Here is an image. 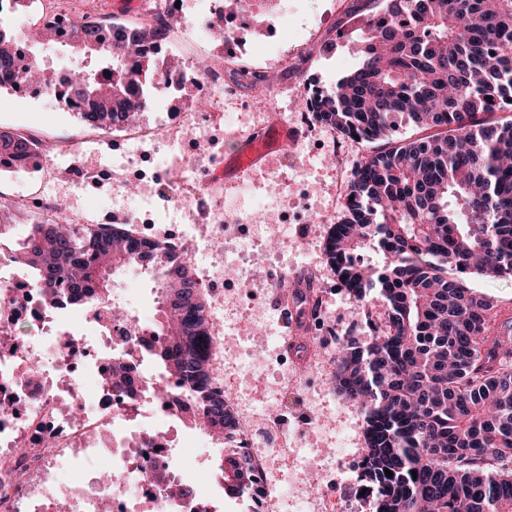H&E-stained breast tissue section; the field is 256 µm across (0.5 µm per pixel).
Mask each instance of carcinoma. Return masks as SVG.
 Returning a JSON list of instances; mask_svg holds the SVG:
<instances>
[{"label": "carcinoma", "instance_id": "cac0c4a2", "mask_svg": "<svg viewBox=\"0 0 512 512\" xmlns=\"http://www.w3.org/2000/svg\"><path fill=\"white\" fill-rule=\"evenodd\" d=\"M160 38L142 17L112 37L81 27L64 42L94 60L68 77L83 119L109 128L142 111L130 86L152 78L144 47ZM359 53L357 68L310 96L319 122L376 144L325 246L350 295L375 291L385 303L384 324L366 317V338L343 337L336 357V390L366 422L355 494L372 512H512V326L507 309L465 284L470 275L512 277V119L496 118L512 112V0H380ZM104 67L109 96L96 78ZM0 72L19 81L35 73L1 23ZM396 116L431 134L395 136ZM27 156L25 140L0 131V158ZM372 246L379 266L360 260ZM137 257L162 297L155 365L195 397L187 406L161 384L151 391L224 438L240 423L209 389L208 313L176 247L121 224L31 223L16 259L45 299L67 290L80 301L111 297V270ZM110 379L116 388L129 379L120 356ZM216 474L228 496L252 491L236 453L220 458Z\"/></svg>", "mask_w": 512, "mask_h": 512}]
</instances>
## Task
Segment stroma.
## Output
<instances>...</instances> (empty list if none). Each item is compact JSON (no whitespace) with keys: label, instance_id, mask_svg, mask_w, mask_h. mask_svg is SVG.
<instances>
[{"label":"stroma","instance_id":"obj_1","mask_svg":"<svg viewBox=\"0 0 512 512\" xmlns=\"http://www.w3.org/2000/svg\"><path fill=\"white\" fill-rule=\"evenodd\" d=\"M341 7L330 17H321L323 0H289L290 18L281 23L282 37L270 31L275 15H258L252 28L242 30L234 51L244 49L264 56L266 70L274 77L272 89L256 95L250 77H241L232 69L224 71V90L213 95L190 98L186 105L202 112L203 119L195 127H187L177 115L184 103L169 100L160 112L142 113L143 121L161 125L166 145L155 149L148 143L123 144L108 136L88 134L84 121L76 115L57 111L54 103L41 98L19 100L10 90L0 91V127H12L18 121L37 120L48 130L66 140L76 141L73 153L53 160L60 177L47 181L42 196L60 205L61 219H74L88 226L117 220L153 238H166L180 233L191 237L196 252L190 268L208 270L213 286L204 302L207 310L218 316L213 326L217 338L226 345L216 358V375L236 404V416L254 419L264 426L263 410L283 394L294 389L295 417L286 425L288 449L277 452L267 442H259L257 452L268 462L269 477L280 486V496L271 512H318L310 499L311 480H322L324 473H334L328 486L338 512H370L369 505L352 493L354 472L342 470L338 452L364 448V416L334 388L335 357L340 337L366 334L364 308L382 310L378 295H370L366 304H359L344 290L328 294L325 313L338 333L326 337L319 356L308 358L307 338L296 345L299 362L289 369L265 367L259 373L251 368L261 356L250 353L248 336L259 330L261 322L271 328L269 350L284 343V327L275 307L271 289L265 282L264 268L252 269V284L261 290L257 302H249L224 286V264L240 258V229L224 222V209H252L253 232L260 244L276 248L274 265L288 272L320 273L332 278L333 272L322 253L329 227L322 218L327 210L343 217L341 198L348 192L354 178L353 163L339 157L330 148L327 126L301 127L300 142L308 151H299V144L270 154L243 181L229 180L213 186L205 202L210 209V224L197 226L199 214L195 207H166L156 211L155 221L141 223L144 209L156 198L159 186L149 185L132 200H125L124 189L109 185L94 186L73 177L78 168H94L102 172L122 173L132 158L153 159L169 175H179L183 150L192 143L212 141V149L203 151L194 178L208 181L214 168L232 149L231 135L247 134L275 122L279 113L295 112L300 100L291 96L292 88H323L336 83L360 62L356 51L361 29L372 14V0H340ZM303 210L304 218L296 224L283 223L285 212Z\"/></svg>","mask_w":512,"mask_h":512}]
</instances>
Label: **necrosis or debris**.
I'll return each mask as SVG.
<instances>
[{"mask_svg": "<svg viewBox=\"0 0 512 512\" xmlns=\"http://www.w3.org/2000/svg\"><path fill=\"white\" fill-rule=\"evenodd\" d=\"M25 6L27 26L52 29L61 39L83 17L65 6L45 9L42 0H26ZM199 9L231 38L248 12L224 0H204L199 7L191 0H160L157 13L167 35L154 53L148 109L189 84L202 91L223 88V64L205 70L196 65L198 31L188 18ZM18 132L32 154L0 162V184L23 174L48 175V161L71 148L36 125ZM16 246L13 232L0 230V335L13 339L12 347L0 349V512H204L200 499L181 493L197 477L172 437L185 414L148 389L156 376L150 355L163 341L153 317L130 311L114 317V298H93L79 309L60 297L45 304L16 264ZM19 325L28 335H16ZM116 353L130 367L126 393L106 380ZM287 417V407H280L264 434L249 426L227 438L246 457L266 505L279 489L254 446L262 436L287 449L281 435Z\"/></svg>", "mask_w": 512, "mask_h": 512, "instance_id": "necrosis-or-debris-1", "label": "necrosis or debris"}]
</instances>
